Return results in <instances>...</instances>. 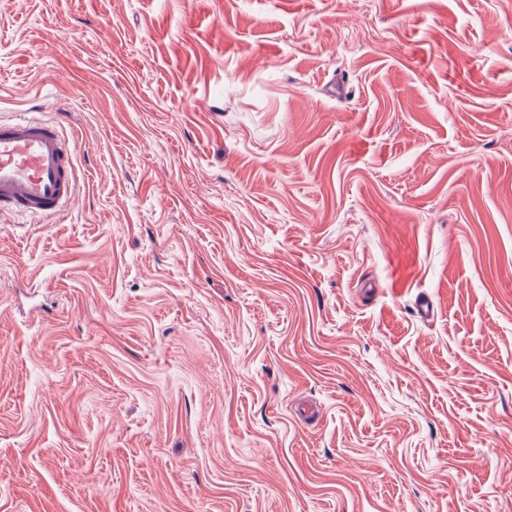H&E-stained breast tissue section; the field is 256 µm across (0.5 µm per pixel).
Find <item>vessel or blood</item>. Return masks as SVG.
<instances>
[{"label":"vessel or blood","mask_w":512,"mask_h":512,"mask_svg":"<svg viewBox=\"0 0 512 512\" xmlns=\"http://www.w3.org/2000/svg\"><path fill=\"white\" fill-rule=\"evenodd\" d=\"M69 113L52 121L19 116L0 123V214H60L78 196L75 145L63 127Z\"/></svg>","instance_id":"1"}]
</instances>
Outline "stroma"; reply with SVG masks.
<instances>
[{"mask_svg": "<svg viewBox=\"0 0 512 512\" xmlns=\"http://www.w3.org/2000/svg\"><path fill=\"white\" fill-rule=\"evenodd\" d=\"M61 108L0 512H512V0H0V119Z\"/></svg>", "mask_w": 512, "mask_h": 512, "instance_id": "35a3bbf8", "label": "stroma"}]
</instances>
